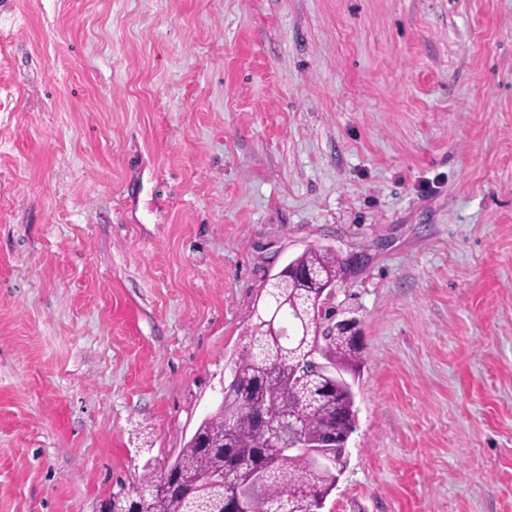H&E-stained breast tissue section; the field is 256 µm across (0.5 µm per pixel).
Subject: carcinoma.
<instances>
[{"mask_svg":"<svg viewBox=\"0 0 512 512\" xmlns=\"http://www.w3.org/2000/svg\"><path fill=\"white\" fill-rule=\"evenodd\" d=\"M346 267L335 251L311 247L288 263L291 274L270 283L266 309H254L234 361L232 380L216 410L199 424L176 459L156 478L112 495V506L129 512H224L230 488L248 503V512H309L336 486L334 470H315L305 448H273L270 430L255 408L279 411L278 428L293 442L327 434L344 438L356 427L351 384L361 347L325 309L313 323L306 307L332 289ZM317 351L324 368L307 372L301 362Z\"/></svg>","mask_w":512,"mask_h":512,"instance_id":"cac0c4a2","label":"carcinoma"}]
</instances>
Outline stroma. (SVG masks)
Returning a JSON list of instances; mask_svg holds the SVG:
<instances>
[{
	"instance_id": "35a3bbf8",
	"label": "stroma",
	"mask_w": 512,
	"mask_h": 512,
	"mask_svg": "<svg viewBox=\"0 0 512 512\" xmlns=\"http://www.w3.org/2000/svg\"><path fill=\"white\" fill-rule=\"evenodd\" d=\"M314 246L319 512H512V0H0V512L160 475Z\"/></svg>"
}]
</instances>
